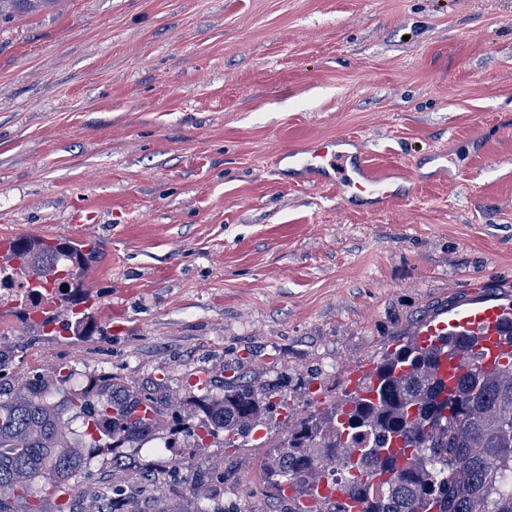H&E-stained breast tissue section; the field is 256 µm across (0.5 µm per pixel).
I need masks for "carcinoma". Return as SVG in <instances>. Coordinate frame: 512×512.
Here are the masks:
<instances>
[{
    "label": "carcinoma",
    "instance_id": "carcinoma-1",
    "mask_svg": "<svg viewBox=\"0 0 512 512\" xmlns=\"http://www.w3.org/2000/svg\"><path fill=\"white\" fill-rule=\"evenodd\" d=\"M54 0H0V20L41 10ZM475 336H441L423 348L409 341L377 366V398L344 392L320 410L287 423L264 459V480L288 492L286 512H512V357L492 370ZM447 350L464 358L455 388L437 378ZM288 376L267 383L204 384L198 421L165 396L105 373L72 369L36 375L17 387L0 378V512H138L134 497L84 499L69 483L102 449L112 467L125 449L161 458L176 436L226 448L276 427ZM224 474L190 469L188 493L154 503L153 512H235L206 486Z\"/></svg>",
    "mask_w": 512,
    "mask_h": 512
}]
</instances>
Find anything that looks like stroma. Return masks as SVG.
<instances>
[{"label":"stroma","instance_id":"obj_1","mask_svg":"<svg viewBox=\"0 0 512 512\" xmlns=\"http://www.w3.org/2000/svg\"><path fill=\"white\" fill-rule=\"evenodd\" d=\"M347 134L401 197L372 209L277 160ZM93 235L88 330L0 302L6 377L288 374L319 409L416 328L512 303V0H58L0 23V236ZM264 440L184 438L238 512H284ZM108 456L76 491L127 488Z\"/></svg>","mask_w":512,"mask_h":512}]
</instances>
